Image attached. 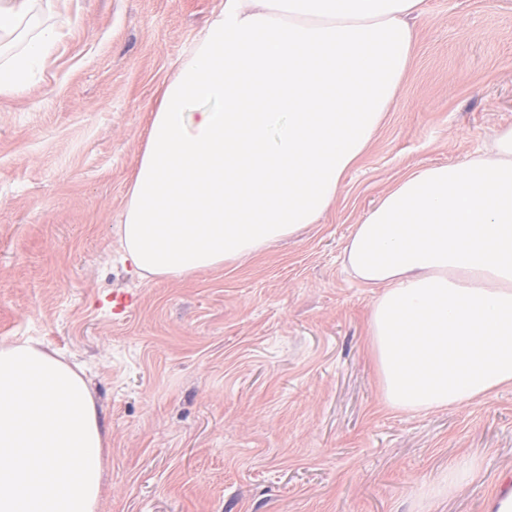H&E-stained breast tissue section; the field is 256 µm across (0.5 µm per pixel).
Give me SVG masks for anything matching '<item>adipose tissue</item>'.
I'll return each instance as SVG.
<instances>
[{"mask_svg": "<svg viewBox=\"0 0 512 512\" xmlns=\"http://www.w3.org/2000/svg\"><path fill=\"white\" fill-rule=\"evenodd\" d=\"M0 0V97L22 96L60 36ZM423 0H224L150 114L119 227L143 278L184 279L318 223L401 89ZM348 270L379 289L370 342L386 404L450 409L512 384V127L457 164L405 175L356 225ZM108 442L84 378L0 347V512H98ZM463 454L423 485L480 474Z\"/></svg>", "mask_w": 512, "mask_h": 512, "instance_id": "adipose-tissue-1", "label": "adipose tissue"}]
</instances>
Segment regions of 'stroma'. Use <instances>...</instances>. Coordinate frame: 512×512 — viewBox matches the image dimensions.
<instances>
[{
	"label": "stroma",
	"mask_w": 512,
	"mask_h": 512,
	"mask_svg": "<svg viewBox=\"0 0 512 512\" xmlns=\"http://www.w3.org/2000/svg\"><path fill=\"white\" fill-rule=\"evenodd\" d=\"M223 0H59L41 77L0 97V344L78 364L108 430L100 512H484L512 485V385L389 408L369 347L378 295L344 266L403 176L512 126V0H425L402 88L319 223L180 280L122 262L148 119ZM131 295L114 313L112 294ZM480 478L423 505L458 455Z\"/></svg>",
	"instance_id": "35a3bbf8"
}]
</instances>
